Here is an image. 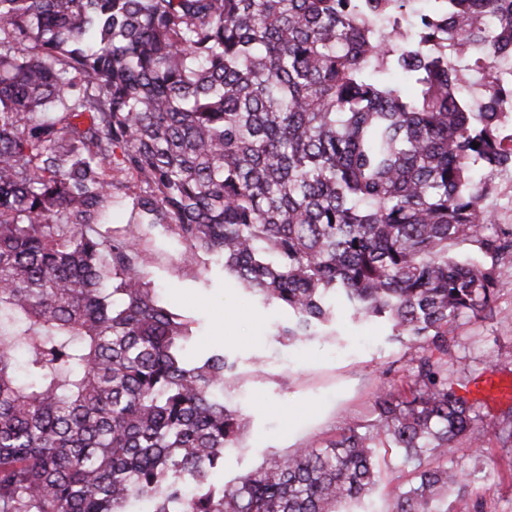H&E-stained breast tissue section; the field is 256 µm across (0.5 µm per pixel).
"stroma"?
<instances>
[{"label": "stroma", "instance_id": "1", "mask_svg": "<svg viewBox=\"0 0 512 512\" xmlns=\"http://www.w3.org/2000/svg\"><path fill=\"white\" fill-rule=\"evenodd\" d=\"M139 232L153 286L192 322L189 356L221 348L239 367L240 383L225 400L241 409L246 426L238 447L225 451L214 482L231 481L302 442L329 439L345 420L370 419L372 391L384 371L404 369L417 352L391 341L384 325L356 321L344 312L309 343L277 341L278 327L288 320L285 310L233 287L218 259L183 264L184 246L177 237L145 224ZM452 338L470 378L492 377L506 388L478 403L480 413L512 406V273L504 277L491 310L459 320ZM454 463L475 475L473 489L483 512H512V447L491 440L482 456L460 454ZM406 479V468L387 454L362 512H386L393 491Z\"/></svg>", "mask_w": 512, "mask_h": 512}]
</instances>
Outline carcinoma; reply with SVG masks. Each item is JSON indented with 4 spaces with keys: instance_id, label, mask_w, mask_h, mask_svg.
I'll return each mask as SVG.
<instances>
[{
    "instance_id": "cac0c4a2",
    "label": "carcinoma",
    "mask_w": 512,
    "mask_h": 512,
    "mask_svg": "<svg viewBox=\"0 0 512 512\" xmlns=\"http://www.w3.org/2000/svg\"><path fill=\"white\" fill-rule=\"evenodd\" d=\"M509 59L512 0H0V512H339L382 451L411 467L389 512H479L449 461L512 447V406L476 412L450 335L512 256L486 206ZM121 188L288 311L278 336H317L333 292L417 346L407 373L365 423L211 482L237 363L188 358L138 229L99 230Z\"/></svg>"
}]
</instances>
